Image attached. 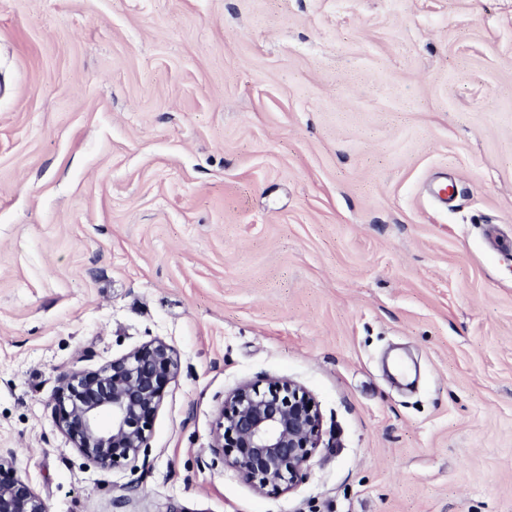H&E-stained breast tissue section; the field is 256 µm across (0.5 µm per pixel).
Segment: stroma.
<instances>
[{"instance_id": "35a3bbf8", "label": "stroma", "mask_w": 512, "mask_h": 512, "mask_svg": "<svg viewBox=\"0 0 512 512\" xmlns=\"http://www.w3.org/2000/svg\"><path fill=\"white\" fill-rule=\"evenodd\" d=\"M155 338L97 469L59 376ZM272 379L322 442L261 496L214 425ZM0 453L49 512H512V0H0ZM177 375L173 349L157 338L100 369L67 372L53 396L55 423L97 468L129 465Z\"/></svg>"}]
</instances>
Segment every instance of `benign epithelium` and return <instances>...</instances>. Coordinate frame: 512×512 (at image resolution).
Returning a JSON list of instances; mask_svg holds the SVG:
<instances>
[{"label":"benign epithelium","instance_id":"1","mask_svg":"<svg viewBox=\"0 0 512 512\" xmlns=\"http://www.w3.org/2000/svg\"><path fill=\"white\" fill-rule=\"evenodd\" d=\"M173 349L153 339L97 370L60 377L53 416L62 433L94 466L112 470L136 461L169 386L176 381ZM224 466L260 496L292 491L322 441L311 397L287 380L264 390L244 383L224 396L215 422ZM0 512H48L12 460L0 456Z\"/></svg>","mask_w":512,"mask_h":512}]
</instances>
